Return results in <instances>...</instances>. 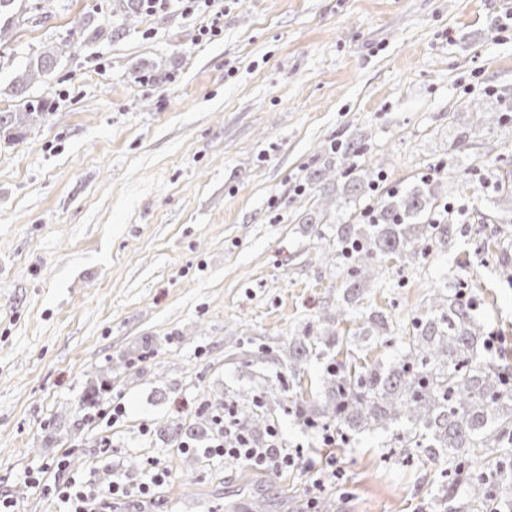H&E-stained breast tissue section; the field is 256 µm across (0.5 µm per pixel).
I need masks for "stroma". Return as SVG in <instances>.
Segmentation results:
<instances>
[{
    "label": "stroma",
    "mask_w": 512,
    "mask_h": 512,
    "mask_svg": "<svg viewBox=\"0 0 512 512\" xmlns=\"http://www.w3.org/2000/svg\"><path fill=\"white\" fill-rule=\"evenodd\" d=\"M114 2L54 0L0 41V113L46 106L0 129V498L63 512L25 468L66 455L58 480L117 466L134 484L157 458L170 476L146 512H304L330 451V512H452L448 466L427 449L375 431L328 450L299 419L297 388L323 406L352 322L318 337L299 376L288 352L342 298L322 261L336 225L429 180L454 239L352 300L391 318L366 358L397 355L408 314L457 270L512 370V0H168L120 36ZM67 40L15 96L29 58ZM351 166L377 174L361 203L334 177ZM95 394L123 416L86 418ZM263 397L305 466L229 472L202 455L212 416ZM105 437L112 452L97 455Z\"/></svg>",
    "instance_id": "stroma-1"
}]
</instances>
